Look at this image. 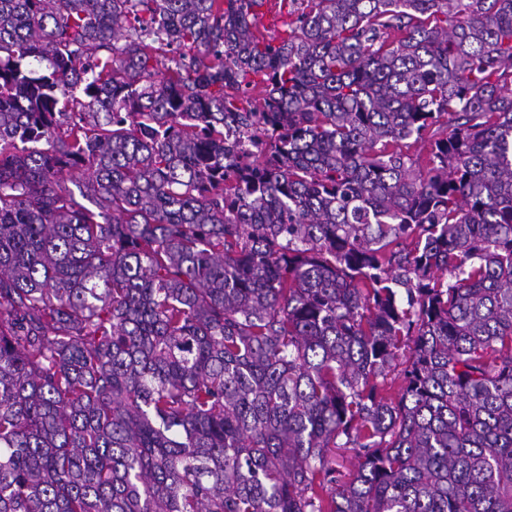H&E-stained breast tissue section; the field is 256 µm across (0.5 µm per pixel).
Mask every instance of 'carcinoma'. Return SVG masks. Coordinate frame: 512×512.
<instances>
[{
  "label": "carcinoma",
  "instance_id": "cac0c4a2",
  "mask_svg": "<svg viewBox=\"0 0 512 512\" xmlns=\"http://www.w3.org/2000/svg\"><path fill=\"white\" fill-rule=\"evenodd\" d=\"M255 2L0 0V512H512V0Z\"/></svg>",
  "mask_w": 512,
  "mask_h": 512
}]
</instances>
